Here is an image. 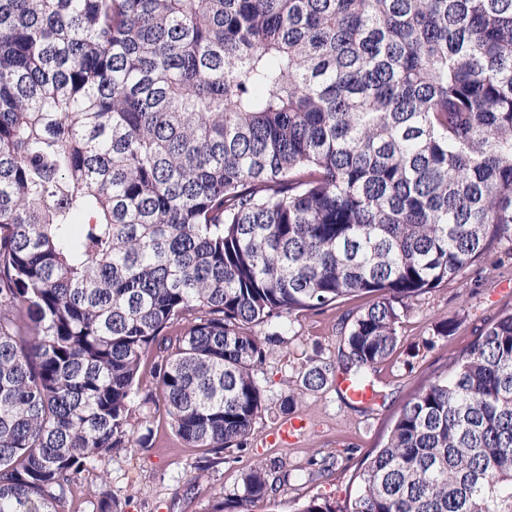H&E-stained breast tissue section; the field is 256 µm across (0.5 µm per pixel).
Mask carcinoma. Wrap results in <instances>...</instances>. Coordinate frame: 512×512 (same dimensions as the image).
I'll use <instances>...</instances> for the list:
<instances>
[{
  "instance_id": "obj_1",
  "label": "carcinoma",
  "mask_w": 512,
  "mask_h": 512,
  "mask_svg": "<svg viewBox=\"0 0 512 512\" xmlns=\"http://www.w3.org/2000/svg\"><path fill=\"white\" fill-rule=\"evenodd\" d=\"M505 241L512 0H0V512H62L153 407L245 450L256 371L341 299L374 297L339 349L371 385L413 302ZM333 373L310 360L282 413ZM288 477L255 464L213 512ZM355 480L299 512H512V311Z\"/></svg>"
}]
</instances>
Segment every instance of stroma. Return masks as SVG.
<instances>
[{
    "label": "stroma",
    "mask_w": 512,
    "mask_h": 512,
    "mask_svg": "<svg viewBox=\"0 0 512 512\" xmlns=\"http://www.w3.org/2000/svg\"><path fill=\"white\" fill-rule=\"evenodd\" d=\"M367 302V297H357L294 320L286 346L270 355L258 371L266 409L246 451L226 449L208 470L198 471L200 453L184 447L163 412L154 410L153 445L98 461L73 487L65 512H99L106 490L116 500L118 512H212L217 496L233 499L241 494L244 471L256 462L273 460L288 471V483L274 497L256 503L255 512H298L314 496L344 502L355 489L358 466L369 450L386 440L404 402L445 372L449 355L467 348L477 328L501 310H512V244L503 243L484 262L414 302L402 319L400 347L373 374L381 394L375 404L346 398L334 383L305 393L295 415L306 426L282 441L284 380H299L311 357L336 363L341 320ZM453 315L460 320L457 332L431 341L434 322Z\"/></svg>",
    "instance_id": "35a3bbf8"
}]
</instances>
